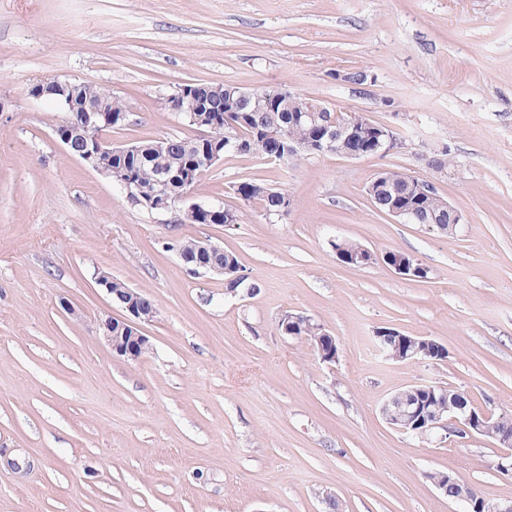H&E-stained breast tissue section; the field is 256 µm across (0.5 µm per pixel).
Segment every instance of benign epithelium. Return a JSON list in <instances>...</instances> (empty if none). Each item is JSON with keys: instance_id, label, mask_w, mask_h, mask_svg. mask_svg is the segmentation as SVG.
<instances>
[{"instance_id": "benign-epithelium-1", "label": "benign epithelium", "mask_w": 512, "mask_h": 512, "mask_svg": "<svg viewBox=\"0 0 512 512\" xmlns=\"http://www.w3.org/2000/svg\"><path fill=\"white\" fill-rule=\"evenodd\" d=\"M71 87L68 80H46L33 84L29 95L34 99L50 97L56 101L61 111L66 113L69 121L76 127L84 130L81 146L74 157L83 162L89 168L103 175H109L110 170L104 163V157L119 151L102 138L103 131L128 121V112H114L108 107V99L99 97L95 100H78L66 93ZM198 87L194 83L182 84L170 93L161 97V100L169 102L173 99L181 101L188 99L194 102L191 108L193 112H202V103L196 102ZM226 103L224 111L229 118L226 125L236 130L237 124L230 119L234 112H290L292 119H302L310 122L316 130L315 136L305 143L304 149L313 155L336 154L347 159H361L373 153H390L402 146V142L396 140L388 126L369 124L371 136L358 148H352L347 152L342 147L347 142L357 139L358 130L356 123L339 113V109H331L320 101H306L304 108L296 111L292 106L293 96L288 93H279L274 97L261 96L258 93L231 86L224 91ZM191 122L198 126L196 142L201 145V153L197 160V167L208 168L217 163L228 148L235 153H245L249 146L239 140L236 134H230L221 140L214 137L211 131L217 126V121L203 124L196 116H191ZM183 181V190L171 195L168 185L175 178ZM198 173L183 169L172 175L162 170L155 178V190L145 192L139 183L130 177L119 180V186L126 198L132 203L144 206L152 211H167L176 203L186 200L196 186ZM435 188L434 183L427 180L411 179L407 185V192L399 191L391 185L383 176L373 178L369 191L374 196L386 200L388 216L399 220L403 224H436V216L424 217L417 210L402 205L401 198L410 194L415 197H424L431 194ZM199 252L204 253L207 259H194L191 256L177 251L182 266L190 273L196 275L224 274V261L220 256L224 250L218 245L204 241L200 244ZM389 268L396 274L412 279L421 272V267L413 262L397 260L389 263ZM97 283L106 289L107 293L117 299L121 307L128 313V317L116 319L110 318L101 324L102 338L119 356L131 361H138L144 354L152 349L149 337L145 336L138 326L140 322H148L156 315V308L143 302L139 295L131 288H114L112 279L108 274L101 273L97 276ZM303 321L306 328L311 330L317 343V354L323 362L336 361L338 348L335 337L327 333L320 325L312 323V319L297 315L294 321ZM375 337L381 343L388 339H396L393 349L386 351V356L394 361H422L431 362L436 356H446L447 350L439 343L422 340L415 336H406L394 329L382 328L376 331ZM445 392L443 386H435L427 383L411 385L409 391H398L386 399L380 408L385 422L393 429L407 432L412 430L422 436L432 433L437 429L445 431V434L454 436L466 435L470 438L483 437L492 441L498 448H505L507 452L500 456L498 469L509 474L512 472V434H506L492 429L489 424L490 415L482 408H476L469 401V396L458 390L456 402L449 414H443L439 406L430 399L423 398V394H433L435 391ZM436 489L450 501H463L468 504V512H512V500L502 501L477 496L472 488L464 481L452 476L444 475L434 481Z\"/></svg>"}]
</instances>
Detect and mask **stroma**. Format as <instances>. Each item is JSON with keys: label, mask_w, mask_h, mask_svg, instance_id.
Listing matches in <instances>:
<instances>
[{"label": "stroma", "mask_w": 512, "mask_h": 512, "mask_svg": "<svg viewBox=\"0 0 512 512\" xmlns=\"http://www.w3.org/2000/svg\"><path fill=\"white\" fill-rule=\"evenodd\" d=\"M374 74L367 89L342 82ZM102 86L129 113L119 146L193 135L161 95L184 82L286 90L390 125L399 151L270 163L226 154L188 202L150 212L56 141L43 80ZM449 147L439 174L426 165ZM434 182L466 221L443 235L371 205L382 169ZM291 199L266 218L235 193ZM223 201L238 221L184 223ZM236 254L254 295L189 275L170 242ZM398 250L428 267L342 264L331 243ZM109 273L157 309L133 362L98 338L123 318ZM310 316L335 363L280 319ZM388 327L443 344L440 363L390 360ZM512 414V0H0V512H456L429 481L453 471L512 499L485 439L418 438L379 407L415 383ZM241 192L248 199L258 202L262 209L266 210L271 216H278L284 209L286 194L268 187L264 183L256 181L244 183ZM264 214L267 218H271L269 214Z\"/></svg>", "instance_id": "35a3bbf8"}]
</instances>
